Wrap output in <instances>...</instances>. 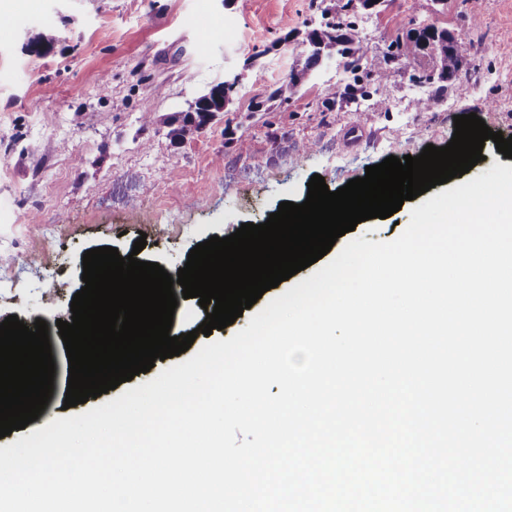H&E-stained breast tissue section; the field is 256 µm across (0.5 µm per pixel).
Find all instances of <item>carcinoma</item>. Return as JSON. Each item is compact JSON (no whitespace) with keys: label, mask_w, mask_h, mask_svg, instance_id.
<instances>
[{"label":"carcinoma","mask_w":512,"mask_h":512,"mask_svg":"<svg viewBox=\"0 0 512 512\" xmlns=\"http://www.w3.org/2000/svg\"><path fill=\"white\" fill-rule=\"evenodd\" d=\"M316 11L320 12L321 22L318 26L305 31L303 36L296 40L300 48L298 61L302 63V69L307 70L315 66L320 56L335 55L344 59V68L352 74V82L346 84L343 99L346 102H354L359 98L370 96L366 86L362 84V76L370 79V84L375 86V92L381 94L376 105L387 108V99L384 97L390 74L378 67L367 71L363 68V62L367 56L368 48L355 34V15L351 11L353 0H312ZM414 29L409 28L396 36L386 46L383 58L413 59L417 61L422 56L427 57L426 62L420 63L423 67L422 75L418 79L433 86L434 95L416 102V108L422 112L431 110L448 85L458 79V72L448 68V58L455 51L470 52L471 43L461 36H454L448 29L439 28L435 32L430 47H425L419 39L413 36ZM58 41V33L49 27H35L28 30L27 42L31 46V53L42 55L46 53ZM300 91L293 77L282 80L269 94L268 99L287 102Z\"/></svg>","instance_id":"obj_1"}]
</instances>
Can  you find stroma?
<instances>
[{
    "label": "stroma",
    "instance_id": "stroma-1",
    "mask_svg": "<svg viewBox=\"0 0 512 512\" xmlns=\"http://www.w3.org/2000/svg\"><path fill=\"white\" fill-rule=\"evenodd\" d=\"M470 10L469 0L445 10L433 0H384L359 12L355 34L371 68L412 19L472 44L461 83L427 112L413 104L422 89L413 63L395 61L388 110L368 109L360 128L356 104L334 97L345 75L333 65L316 69L289 102L265 99L296 66L286 33L320 20L311 0H19L1 13L9 27L0 33V322L48 325L56 373L44 418L86 412L173 364L155 361L121 389L64 408L69 364L56 322L72 319L85 251L111 246L125 257L142 235L139 260L174 275L196 244L263 223L281 202L303 203L313 175L334 191L386 157L445 146L455 116L473 113L512 135V0H480L475 25ZM43 25L59 40L36 57L22 44ZM238 69L234 112L171 140L168 120ZM147 107L158 119L148 128ZM306 141L313 147L304 152ZM43 238L46 257L33 261L30 245Z\"/></svg>",
    "mask_w": 512,
    "mask_h": 512
}]
</instances>
